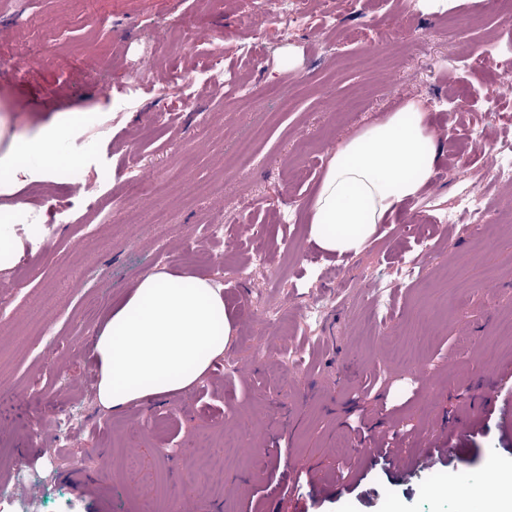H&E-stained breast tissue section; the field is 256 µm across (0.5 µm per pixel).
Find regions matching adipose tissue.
I'll list each match as a JSON object with an SVG mask.
<instances>
[{"label": "adipose tissue", "instance_id": "1", "mask_svg": "<svg viewBox=\"0 0 512 512\" xmlns=\"http://www.w3.org/2000/svg\"><path fill=\"white\" fill-rule=\"evenodd\" d=\"M83 117L13 140L0 154L11 180L47 175L31 166L58 139L82 130ZM436 131L422 103L407 100L344 142L331 157L306 207L307 234L330 256H354L379 225L428 185L437 160ZM232 323L223 286L209 277L152 270L111 309L97 332L98 398L119 411L193 387L224 352Z\"/></svg>", "mask_w": 512, "mask_h": 512}]
</instances>
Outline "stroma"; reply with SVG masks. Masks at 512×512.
<instances>
[{
	"label": "stroma",
	"instance_id": "1",
	"mask_svg": "<svg viewBox=\"0 0 512 512\" xmlns=\"http://www.w3.org/2000/svg\"><path fill=\"white\" fill-rule=\"evenodd\" d=\"M481 2L299 0L289 26L263 0H0V152L85 115L82 136L52 149L75 164L0 192L16 246L0 271V512H177L182 497L199 512H481L502 493L512 187L486 158L512 142V99L495 94L512 20ZM215 54L246 76L251 106L209 71ZM414 98L441 132L430 188L361 254L324 255L304 211L329 159ZM246 138L248 164L233 157ZM148 172L170 176L167 192L129 196ZM77 178L91 195L73 193ZM480 183L485 216L449 223ZM255 255L253 280L238 278ZM409 257L419 277L401 274ZM157 268L223 284L224 355L185 392L104 411L81 379L97 367L90 344ZM60 412L79 423L49 468L41 424ZM239 425L241 446H227ZM395 429L406 460L438 435L461 451L405 482L374 450ZM22 467L38 494L6 498Z\"/></svg>",
	"mask_w": 512,
	"mask_h": 512
}]
</instances>
